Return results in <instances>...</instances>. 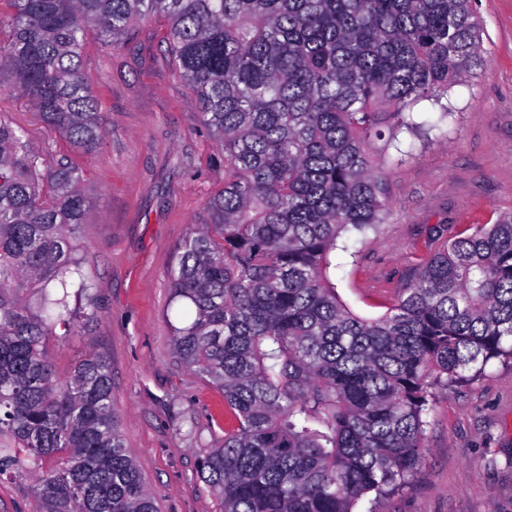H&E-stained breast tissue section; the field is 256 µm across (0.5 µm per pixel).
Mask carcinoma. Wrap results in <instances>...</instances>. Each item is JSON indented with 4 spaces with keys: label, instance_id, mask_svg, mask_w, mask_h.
Segmentation results:
<instances>
[{
    "label": "carcinoma",
    "instance_id": "obj_1",
    "mask_svg": "<svg viewBox=\"0 0 512 512\" xmlns=\"http://www.w3.org/2000/svg\"><path fill=\"white\" fill-rule=\"evenodd\" d=\"M164 37L197 93L224 186L178 247L173 352L224 392V443L200 459L224 512H354L405 486L436 392L512 358V214L446 241L377 318L328 276L345 234L384 223L389 147L425 103L481 65L472 0H0V90L17 89L70 148L102 139L83 76L134 22ZM85 170L48 166L0 113V476L39 512H157L96 354L61 378L46 337L90 315Z\"/></svg>",
    "mask_w": 512,
    "mask_h": 512
}]
</instances>
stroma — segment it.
Wrapping results in <instances>:
<instances>
[{"mask_svg":"<svg viewBox=\"0 0 512 512\" xmlns=\"http://www.w3.org/2000/svg\"><path fill=\"white\" fill-rule=\"evenodd\" d=\"M473 9L484 49L477 78L450 90L448 119L426 106L415 113L432 128L399 136L385 223L347 239L329 271L359 316L384 314L443 241L512 213V0H473ZM166 29L161 17L137 21L114 49L87 29L83 72L104 130L92 151H71L25 100L0 95V111L28 129L48 164L65 158L88 174L84 259L96 313L78 335L48 337L57 373L103 356L121 433L159 512H222L198 462L224 439V395L175 357L168 304L175 252L224 169L198 96L168 58ZM429 421L423 465L374 512H512V360L437 392Z\"/></svg>","mask_w":512,"mask_h":512,"instance_id":"35a3bbf8","label":"stroma"}]
</instances>
